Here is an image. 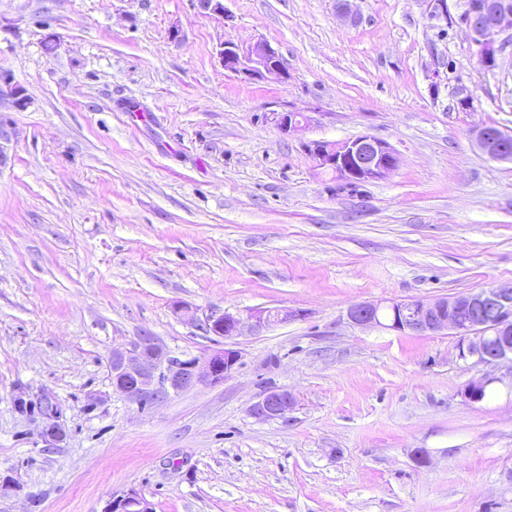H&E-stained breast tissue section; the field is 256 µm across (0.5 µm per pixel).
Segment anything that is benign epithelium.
<instances>
[{
    "label": "benign epithelium",
    "mask_w": 512,
    "mask_h": 512,
    "mask_svg": "<svg viewBox=\"0 0 512 512\" xmlns=\"http://www.w3.org/2000/svg\"><path fill=\"white\" fill-rule=\"evenodd\" d=\"M199 11L224 22L232 16L224 10L223 0H197ZM474 45L487 64L502 54L503 41L495 36L505 33L512 38V3L501 2L491 19L479 7L465 17ZM224 70L244 80L288 79L277 49L265 41L242 46L226 41L219 52ZM273 119L284 134L298 131L307 117L295 112H275ZM315 167L329 171L340 183L356 187L386 178L400 159L386 141L362 134L340 142L314 141L306 146ZM389 311L386 328L412 335H433L451 330L458 337L460 358L481 366H495L512 361V289L483 288L467 294L393 302L359 303L348 308L347 320L359 327L382 324V310ZM177 311L199 324L207 333L224 340L219 347L201 356L177 354L144 335L130 351H112V390L137 405L146 400H160L199 384L216 385L234 374L242 364L241 351L231 339L244 331L260 333L270 326L303 316L301 310L254 309L245 314L209 313L198 318L187 307ZM490 380L470 382L463 395L471 403L483 400ZM14 404L25 408L26 415L39 420L37 439L45 449L58 448L67 438L62 404L49 394H19ZM296 407L294 394L287 389L263 393L251 408L260 420L281 419ZM106 512H153L151 503L135 491L112 499Z\"/></svg>",
    "instance_id": "obj_1"
}]
</instances>
